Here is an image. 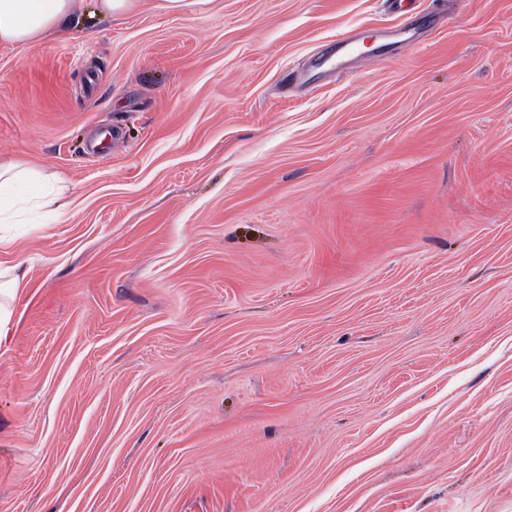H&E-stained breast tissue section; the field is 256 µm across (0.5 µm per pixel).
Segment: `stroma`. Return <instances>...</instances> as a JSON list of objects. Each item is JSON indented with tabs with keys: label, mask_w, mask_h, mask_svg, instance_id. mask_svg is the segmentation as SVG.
Segmentation results:
<instances>
[{
	"label": "stroma",
	"mask_w": 512,
	"mask_h": 512,
	"mask_svg": "<svg viewBox=\"0 0 512 512\" xmlns=\"http://www.w3.org/2000/svg\"><path fill=\"white\" fill-rule=\"evenodd\" d=\"M0 160V512H512V0L0 45ZM46 180L36 167L0 162V223L14 224L13 217L21 210L48 209L61 187L55 194V186H47ZM19 184L27 186L26 194L18 192ZM21 263L17 262L12 267L5 269L2 273L0 268V335H3L4 330L11 317V301L16 295L19 288L23 286V276H20L17 271Z\"/></svg>",
	"instance_id": "obj_1"
}]
</instances>
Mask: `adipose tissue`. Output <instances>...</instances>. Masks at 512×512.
Listing matches in <instances>:
<instances>
[{
  "instance_id": "obj_1",
  "label": "adipose tissue",
  "mask_w": 512,
  "mask_h": 512,
  "mask_svg": "<svg viewBox=\"0 0 512 512\" xmlns=\"http://www.w3.org/2000/svg\"><path fill=\"white\" fill-rule=\"evenodd\" d=\"M210 0H0V44L32 47L86 13L119 21L151 5L153 10L176 16L196 12ZM55 189L36 167L0 162V223H11L20 211L49 208Z\"/></svg>"
}]
</instances>
